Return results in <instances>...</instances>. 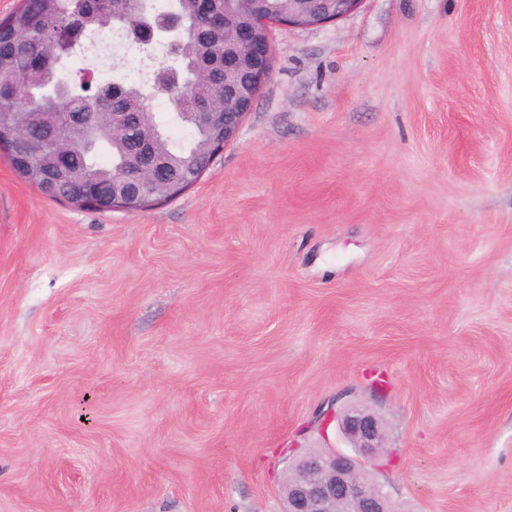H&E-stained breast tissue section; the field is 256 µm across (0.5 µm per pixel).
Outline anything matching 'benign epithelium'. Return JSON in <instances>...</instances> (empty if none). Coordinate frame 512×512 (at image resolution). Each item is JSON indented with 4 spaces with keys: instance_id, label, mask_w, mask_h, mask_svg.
I'll use <instances>...</instances> for the list:
<instances>
[{
    "instance_id": "7a95c632",
    "label": "benign epithelium",
    "mask_w": 512,
    "mask_h": 512,
    "mask_svg": "<svg viewBox=\"0 0 512 512\" xmlns=\"http://www.w3.org/2000/svg\"><path fill=\"white\" fill-rule=\"evenodd\" d=\"M256 0H224V11L213 0H195L198 33L224 31V96L218 97L209 111L198 113L202 124L213 134L211 154L215 155L237 137L243 119L252 109L259 90L272 67L270 25L287 27L322 26L354 13L363 0H285L288 7L273 17L254 22L260 13L253 10ZM127 13L130 37L153 33L142 17L138 0H122ZM112 134L136 139L135 126L127 112H108ZM84 128L83 114L62 113L58 136L27 152V121L20 113L8 112L0 119V148L28 153L26 166L31 181L43 175V165L51 163L62 174L71 172L78 153L73 150ZM139 162L126 170L112 173V182L90 185V194L73 202L97 211L119 208L138 213L155 204L157 197L173 193L167 169L150 154L144 140H139ZM344 432L351 439L357 455L330 451L304 456L288 481L286 512H391V503L383 487L365 479L367 466L383 450V437L375 415L350 411L342 418Z\"/></svg>"
}]
</instances>
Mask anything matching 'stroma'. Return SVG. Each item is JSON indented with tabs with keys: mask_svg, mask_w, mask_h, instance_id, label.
<instances>
[{
	"mask_svg": "<svg viewBox=\"0 0 512 512\" xmlns=\"http://www.w3.org/2000/svg\"><path fill=\"white\" fill-rule=\"evenodd\" d=\"M272 53L145 211L0 149V512H282L349 406L397 512H512V0H364Z\"/></svg>",
	"mask_w": 512,
	"mask_h": 512,
	"instance_id": "35a3bbf8",
	"label": "stroma"
}]
</instances>
